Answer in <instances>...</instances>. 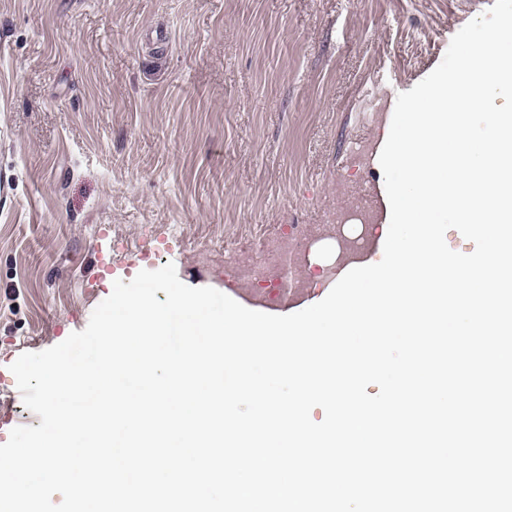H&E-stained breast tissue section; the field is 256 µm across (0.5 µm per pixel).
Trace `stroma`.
Masks as SVG:
<instances>
[{"label":"stroma","mask_w":512,"mask_h":512,"mask_svg":"<svg viewBox=\"0 0 512 512\" xmlns=\"http://www.w3.org/2000/svg\"><path fill=\"white\" fill-rule=\"evenodd\" d=\"M495 0H0V444L39 426L10 370L114 280L174 263L257 307L224 230L381 200L398 93Z\"/></svg>","instance_id":"stroma-1"}]
</instances>
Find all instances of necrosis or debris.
Listing matches in <instances>:
<instances>
[{"instance_id": "4bbe7bcc", "label": "necrosis or debris", "mask_w": 512, "mask_h": 512, "mask_svg": "<svg viewBox=\"0 0 512 512\" xmlns=\"http://www.w3.org/2000/svg\"><path fill=\"white\" fill-rule=\"evenodd\" d=\"M371 219L367 197L356 193L327 213L323 224H282L258 248L225 250L224 267L238 287L273 303L283 293L313 287L309 254L315 243L327 237V227H335L332 239L337 255L342 256L358 252L369 243L374 235Z\"/></svg>"}]
</instances>
